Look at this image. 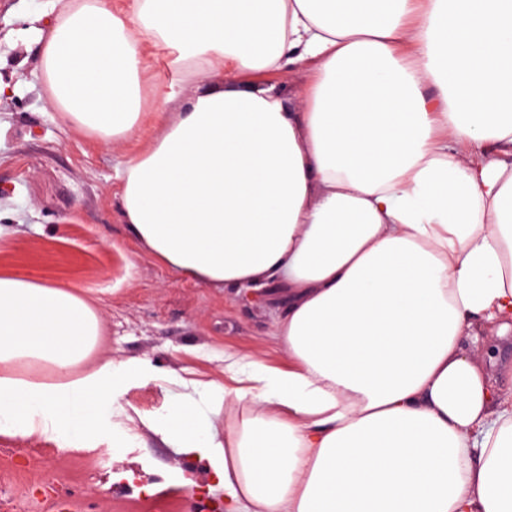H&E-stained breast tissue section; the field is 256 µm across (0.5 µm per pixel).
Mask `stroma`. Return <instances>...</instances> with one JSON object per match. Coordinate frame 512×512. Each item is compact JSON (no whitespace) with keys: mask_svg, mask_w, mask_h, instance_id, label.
<instances>
[{"mask_svg":"<svg viewBox=\"0 0 512 512\" xmlns=\"http://www.w3.org/2000/svg\"><path fill=\"white\" fill-rule=\"evenodd\" d=\"M65 0H0V273L74 288L94 297L106 331L100 354L145 362L153 375L121 387L134 418L164 413L173 374L207 380L225 354L284 368L272 332L282 296L236 300L233 291L178 278L142 251L120 223L118 171L154 133L118 146L72 130L55 112L29 27L49 29ZM127 448L64 450L56 440L0 435V512H55L46 486L71 512H209L222 500L206 462L145 427Z\"/></svg>","mask_w":512,"mask_h":512,"instance_id":"1","label":"stroma"}]
</instances>
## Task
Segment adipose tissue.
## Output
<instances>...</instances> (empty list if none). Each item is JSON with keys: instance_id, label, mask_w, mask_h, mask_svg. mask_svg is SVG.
<instances>
[{"instance_id": "1", "label": "adipose tissue", "mask_w": 512, "mask_h": 512, "mask_svg": "<svg viewBox=\"0 0 512 512\" xmlns=\"http://www.w3.org/2000/svg\"><path fill=\"white\" fill-rule=\"evenodd\" d=\"M35 41L74 131L157 127L120 173L131 238L283 294L287 368L228 357L207 417L185 393L145 423L226 512H512V391L471 354L512 331V0H70ZM149 47L204 90L144 85ZM300 61L294 112L260 77ZM102 334L93 298L0 273V434L129 445L110 414L148 368Z\"/></svg>"}]
</instances>
